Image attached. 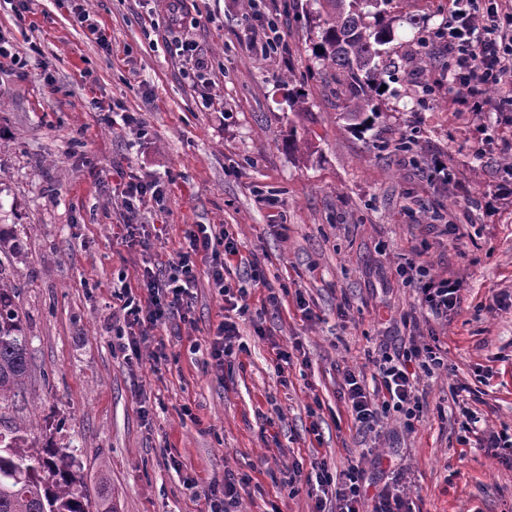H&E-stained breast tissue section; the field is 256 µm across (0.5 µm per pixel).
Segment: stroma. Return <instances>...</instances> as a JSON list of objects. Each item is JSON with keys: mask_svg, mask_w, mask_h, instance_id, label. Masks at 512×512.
Segmentation results:
<instances>
[{"mask_svg": "<svg viewBox=\"0 0 512 512\" xmlns=\"http://www.w3.org/2000/svg\"><path fill=\"white\" fill-rule=\"evenodd\" d=\"M28 6L20 25L0 5V38L18 59L0 71V277L17 290L33 370L0 431L23 426L38 445L75 449L89 495L106 487L113 512H203L187 478L204 490L228 474L247 481L238 512H315V490L289 471L323 460L336 474L363 454L392 458L368 475L399 484L411 512H512V464L475 448L454 404L461 387L477 391L481 426L512 434V108L490 90L488 111H459L435 38L448 0H400L392 46L429 52L432 89L392 82L361 134L338 122L317 71L316 0H189L173 27L165 0ZM81 10L103 40L74 25ZM257 19L287 53L254 46ZM181 40L211 66V88L173 54ZM299 86L310 102L300 119L289 106ZM125 113L134 123L120 124ZM293 134L307 153L289 151ZM134 175L169 185L133 218L152 227L147 251L123 240L131 218L112 193ZM440 212L463 225L461 240L436 225ZM193 224L226 229L264 271L263 287L248 264L228 277L248 291L246 350L212 366L224 295L202 271L186 320L158 331L165 358L148 345L125 359L112 348L125 316L112 289L176 262ZM418 255L465 286L448 318L397 272ZM271 288L279 306L265 301ZM435 336L448 366L419 371L414 429L392 412L357 430L343 370L372 378L383 351ZM277 345L301 352L281 369Z\"/></svg>", "mask_w": 512, "mask_h": 512, "instance_id": "obj_1", "label": "stroma"}]
</instances>
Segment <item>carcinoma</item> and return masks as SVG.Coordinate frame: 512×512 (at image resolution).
<instances>
[{
	"label": "carcinoma",
	"mask_w": 512,
	"mask_h": 512,
	"mask_svg": "<svg viewBox=\"0 0 512 512\" xmlns=\"http://www.w3.org/2000/svg\"><path fill=\"white\" fill-rule=\"evenodd\" d=\"M318 2L324 14L313 55L344 101L346 128L366 130L380 114V87L392 78L383 46L394 40L393 0ZM15 299L16 289L0 277V411L23 395L32 372V338ZM0 512H92L74 456L0 432Z\"/></svg>",
	"instance_id": "cac0c4a2"
}]
</instances>
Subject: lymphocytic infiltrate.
<instances>
[{
    "instance_id": "f902f5d3",
    "label": "lymphocytic infiltrate",
    "mask_w": 512,
    "mask_h": 512,
    "mask_svg": "<svg viewBox=\"0 0 512 512\" xmlns=\"http://www.w3.org/2000/svg\"><path fill=\"white\" fill-rule=\"evenodd\" d=\"M439 36L454 63L451 86L459 95L464 111L480 112L487 89H496L502 101L512 103V0H448V22ZM188 246L179 251L168 276L144 268L138 278L140 296L124 287L113 292L125 312V327L118 330V349L124 356H139L142 345L154 344V358H162L165 344L156 330L175 317L185 316L192 304V290L200 255L210 256L208 267L215 287L224 294L226 317L217 327L209 348L216 368H223L226 357L234 353L240 335L236 320L244 316L246 289L226 283L224 273L239 255L236 240L227 230L210 231L196 224L187 232ZM418 284L421 304L433 316L443 318L459 308L464 285L461 280L431 274L427 263L410 265ZM440 368L444 351L439 341L411 345L400 362L384 358L378 364V382L366 389L352 370H345L344 393L358 430H375L389 411L404 415L406 426H413L420 407L410 363ZM318 486L332 488L336 512H410L398 486H386L369 493L362 464L349 465L339 476H331L325 463H314Z\"/></svg>"
}]
</instances>
